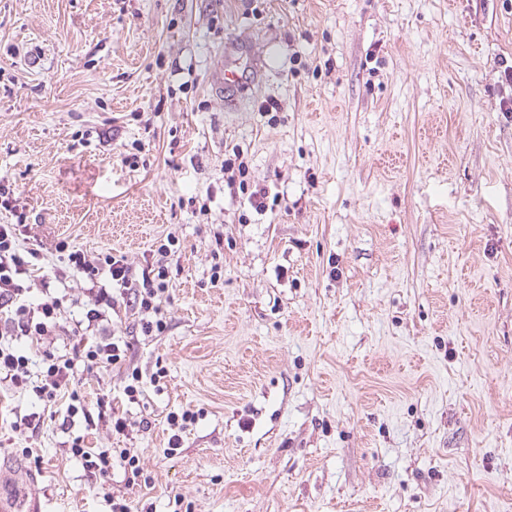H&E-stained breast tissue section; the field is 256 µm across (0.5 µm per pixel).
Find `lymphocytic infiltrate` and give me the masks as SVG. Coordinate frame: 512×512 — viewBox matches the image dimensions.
I'll use <instances>...</instances> for the list:
<instances>
[{
	"instance_id": "obj_1",
	"label": "lymphocytic infiltrate",
	"mask_w": 512,
	"mask_h": 512,
	"mask_svg": "<svg viewBox=\"0 0 512 512\" xmlns=\"http://www.w3.org/2000/svg\"><path fill=\"white\" fill-rule=\"evenodd\" d=\"M20 234L19 225L0 224V382L16 388L32 387L41 400L51 404L58 396L68 395L66 413L72 417L87 410L85 399L77 390L81 375L111 366L125 373L123 394L127 401L136 400L142 377L138 369L128 366L130 343L119 337L118 331L132 310L138 315L136 327L141 335L165 332L167 321L160 307L167 288L165 270L138 271L124 256L108 254L104 263L110 280L104 284L98 281L86 253L69 250L62 241L58 248L66 252L67 266L56 270L53 280L43 281L46 295L35 304L28 301L27 295L34 273L43 268L44 255L37 248L20 252ZM74 272L86 277L83 294L88 303L83 321L70 327L62 319L60 298L50 294L49 289L52 282L66 281ZM62 335L68 340L64 353L47 348L49 338ZM18 339L41 348L43 369L39 381L31 379L28 356L15 348ZM68 453L96 478L110 477L117 466L132 477L141 474L138 453L129 448H91L84 437L78 436L72 440Z\"/></svg>"
}]
</instances>
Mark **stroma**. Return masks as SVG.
<instances>
[{"instance_id":"obj_1","label":"stroma","mask_w":512,"mask_h":512,"mask_svg":"<svg viewBox=\"0 0 512 512\" xmlns=\"http://www.w3.org/2000/svg\"><path fill=\"white\" fill-rule=\"evenodd\" d=\"M506 63L512 0H0V224L50 267L61 241L137 268L178 241L169 328L130 341L148 429L2 389L0 487L40 512H512ZM235 147L272 209L228 187ZM79 435L140 479L91 477ZM132 449L111 448V450H100L99 448H88L84 437L77 436L69 445L67 454L79 459L84 469L95 478H110L115 464L119 465L124 469L125 476L127 475L125 479L127 484H130L131 480L134 484L135 479L141 474V468L138 453Z\"/></svg>"}]
</instances>
